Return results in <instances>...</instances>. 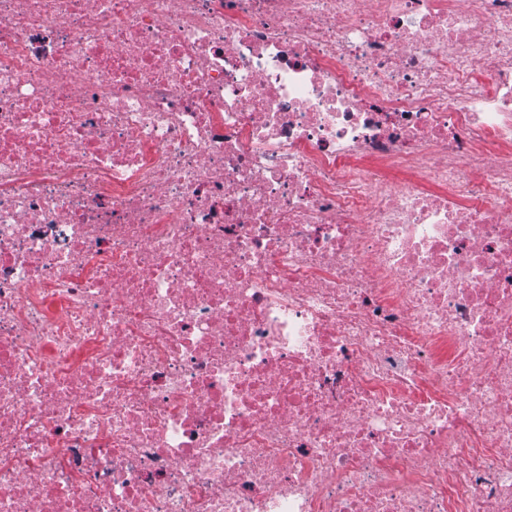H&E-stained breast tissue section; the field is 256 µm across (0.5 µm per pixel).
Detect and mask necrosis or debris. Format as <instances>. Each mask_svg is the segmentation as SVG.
Masks as SVG:
<instances>
[{
    "mask_svg": "<svg viewBox=\"0 0 512 512\" xmlns=\"http://www.w3.org/2000/svg\"><path fill=\"white\" fill-rule=\"evenodd\" d=\"M0 512H512V0H0Z\"/></svg>",
    "mask_w": 512,
    "mask_h": 512,
    "instance_id": "1",
    "label": "necrosis or debris"
}]
</instances>
